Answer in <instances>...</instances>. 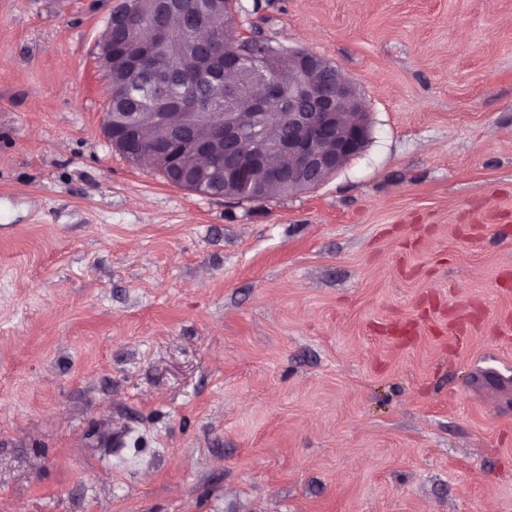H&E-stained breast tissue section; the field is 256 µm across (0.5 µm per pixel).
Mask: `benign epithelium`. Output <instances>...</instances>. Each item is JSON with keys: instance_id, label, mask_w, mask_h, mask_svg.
<instances>
[{"instance_id": "1", "label": "benign epithelium", "mask_w": 512, "mask_h": 512, "mask_svg": "<svg viewBox=\"0 0 512 512\" xmlns=\"http://www.w3.org/2000/svg\"><path fill=\"white\" fill-rule=\"evenodd\" d=\"M235 14L197 19L198 32L234 29ZM99 39L98 57L107 66L112 61V42L108 33ZM205 66L215 68L224 76L229 92L222 112H185L181 127L191 132L184 137L166 130L162 112L155 119L163 127L159 138L151 144L149 153L153 166H168L174 175L169 184L196 194L202 193L209 172L189 176L190 169L183 158L187 154L215 156L224 153V185L232 193L246 189H263L276 185L290 193L313 189L335 175L354 156L362 152L369 132L365 103L356 86L342 76L338 67L323 57L302 50L288 51V137L270 132L269 114L251 113L252 125L265 145L262 149L245 152L240 136V116L235 107L238 87L236 68L224 64L220 51L210 54ZM325 75L313 81L309 74ZM140 131L134 121L121 130L124 144L131 150L134 162L143 160Z\"/></svg>"}]
</instances>
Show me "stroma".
Returning a JSON list of instances; mask_svg holds the SVG:
<instances>
[{
  "label": "stroma",
  "mask_w": 512,
  "mask_h": 512,
  "mask_svg": "<svg viewBox=\"0 0 512 512\" xmlns=\"http://www.w3.org/2000/svg\"><path fill=\"white\" fill-rule=\"evenodd\" d=\"M118 0H0V512H512V0H238L363 151L195 194L103 133Z\"/></svg>",
  "instance_id": "35a3bbf8"
}]
</instances>
